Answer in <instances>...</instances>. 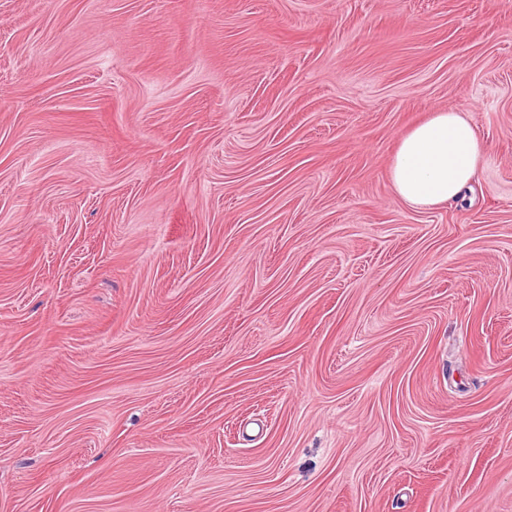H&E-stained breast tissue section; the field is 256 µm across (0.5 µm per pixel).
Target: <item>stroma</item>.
<instances>
[{"label":"stroma","mask_w":512,"mask_h":512,"mask_svg":"<svg viewBox=\"0 0 512 512\" xmlns=\"http://www.w3.org/2000/svg\"><path fill=\"white\" fill-rule=\"evenodd\" d=\"M0 512H512V0H0ZM484 156L465 112L437 110L401 139L390 162L393 191L410 207L446 205L474 182Z\"/></svg>","instance_id":"obj_1"}]
</instances>
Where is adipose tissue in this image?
<instances>
[{"instance_id":"ef3b65f1","label":"adipose tissue","mask_w":512,"mask_h":512,"mask_svg":"<svg viewBox=\"0 0 512 512\" xmlns=\"http://www.w3.org/2000/svg\"><path fill=\"white\" fill-rule=\"evenodd\" d=\"M484 156L466 113L435 111L401 139L390 162L393 191L410 207L446 205L474 182Z\"/></svg>"}]
</instances>
